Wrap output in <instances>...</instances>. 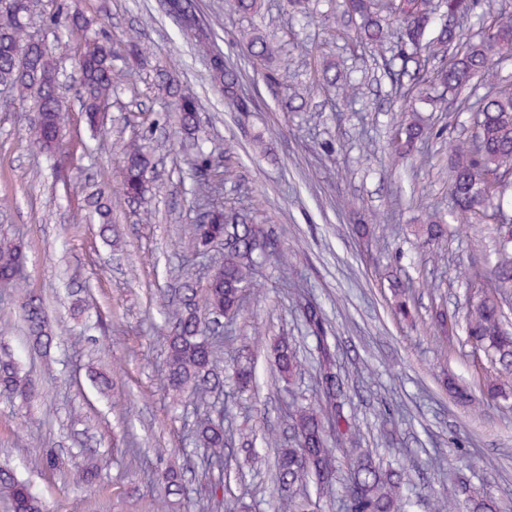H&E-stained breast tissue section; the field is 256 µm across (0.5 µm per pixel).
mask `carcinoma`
<instances>
[{"instance_id": "obj_1", "label": "carcinoma", "mask_w": 512, "mask_h": 512, "mask_svg": "<svg viewBox=\"0 0 512 512\" xmlns=\"http://www.w3.org/2000/svg\"><path fill=\"white\" fill-rule=\"evenodd\" d=\"M478 0H345L344 12L356 19V43L374 49L381 56L391 53L388 71L391 85L410 87L434 84L452 96L485 75L495 60L512 55V10L502 6L485 13L486 34L478 42L460 46L462 34L448 27L447 13L468 16ZM46 21L70 37L68 51L79 72L81 112L84 129L94 133L98 111L114 94L113 61L117 55L105 22L99 15H88L79 0L54 4ZM247 49L256 64L281 55V44L263 35L245 37ZM210 80L224 99L239 112H248L251 101L239 95L240 74L219 58L210 67ZM60 66L49 47L31 31V24L20 19L10 0H0V91L35 112L31 147L53 162L55 176L64 192L70 186L64 174L78 160L76 144L67 139L70 113L60 91ZM157 90L170 99L179 132L187 138H202L198 100L193 90L166 77ZM479 121L475 132L454 141L448 166L441 168L449 180L454 215L463 223L455 233L468 232L467 221L474 216L479 223L502 209L512 185L502 177L512 173V83L491 88L479 99ZM426 137L418 118L401 120L391 134L389 157L393 164L404 161ZM120 157L123 195L129 200L141 198L147 190L153 169L151 156L138 138L115 144ZM232 153L199 152L193 160L196 173L195 218L192 224L193 252L206 257L214 245L224 243V258L217 264L205 289L189 278L175 290L174 304L165 305L168 314L167 354L160 387L185 393L196 408L190 428L196 447L217 476L210 482L207 501L194 507L203 512L209 502L224 493V478L230 471L226 453V428L229 415L217 404L224 391V367L220 358L224 325H232L238 316L246 291L253 287L260 259L271 243L258 216L224 202L221 196L223 176L236 167ZM80 212L97 215L100 233L112 230V205L108 190L89 185L77 204ZM496 261L488 271H473L472 287L464 327L436 318L440 338L453 344L459 333L473 350L491 358L494 371L480 382V396L448 383V392L469 413L481 414L486 404L512 398V326L507 321L505 303L512 294V222H495ZM431 241L448 238V227L435 212L421 226ZM26 250L21 240L0 245V288H19L17 316L32 347L48 356L59 336L51 323L40 294L26 288L23 269ZM295 310L308 338L315 342L317 364L314 367L317 395L309 399L293 391L296 376L308 371L296 343L283 338L273 348L276 382L290 395L287 418L291 436L286 443L271 440L275 447L276 490L288 500L292 512H320L324 491L335 485L339 512H414L418 503L406 492L404 465H382L367 448L361 447V425L356 413L348 409L344 381L336 372V352L330 342L331 326L321 305L303 294L295 299ZM254 372L243 356L233 373V385L242 396L253 384ZM0 394L22 402L34 397V390L21 374L11 353H0ZM100 464L95 456L83 458L70 478L85 487L95 484ZM0 494L10 503L12 512H43L31 486L8 468H0ZM463 503L467 512H501L502 504L490 491L477 496L468 478L456 473L442 482L426 498L427 512H448V503Z\"/></svg>"}]
</instances>
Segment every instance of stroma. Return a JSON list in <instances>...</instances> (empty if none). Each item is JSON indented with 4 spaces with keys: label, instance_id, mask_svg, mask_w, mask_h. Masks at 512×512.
I'll return each mask as SVG.
<instances>
[{
    "label": "stroma",
    "instance_id": "obj_1",
    "mask_svg": "<svg viewBox=\"0 0 512 512\" xmlns=\"http://www.w3.org/2000/svg\"><path fill=\"white\" fill-rule=\"evenodd\" d=\"M195 2L225 61L240 71L242 90L255 101L252 112L224 103L161 0H83L88 13L106 14L114 43L134 32L152 54L133 71L116 61L118 92L105 135L69 170L70 192L56 185L45 158L30 149L32 112L0 94V242L24 241L28 284L43 295L60 332L50 357L41 356L16 318L17 292L0 291V351L18 359L37 392L29 404L0 395V466L31 483L44 512H159L164 490L158 476L167 469L185 482L184 504L169 512H185L209 483L189 433L192 404L158 384L166 359L163 297L181 275L192 274L202 285L212 269L210 262L193 260L189 244L192 149L174 129L158 128L151 142L152 190L133 203L120 189L112 147L142 132L141 111L168 109L155 88L160 61L198 93L210 147L232 149L239 158L223 181L225 202L259 209L278 246L295 253L286 270L266 259L233 325L234 338L224 344L228 363L250 351L258 381L232 405L233 432L272 438L285 431V398L271 383V349L278 337L303 335L291 300L302 289L333 326L337 364L348 378L364 447L379 449L386 459L402 457L416 494L460 470L475 491L494 493L512 512V407L492 403L475 418L449 397L445 378L475 392L493 365L465 345L444 349L431 324L437 307L462 309L474 266L494 263L491 230L476 225L441 245L418 231L428 211L450 212L448 185L438 170L448 162L453 137L473 127L484 87L428 104L394 92L372 51L353 47L354 25L335 0H320L307 22L286 0H261L253 16L230 11L226 0ZM245 30L279 37L281 58L264 68L253 65L241 41ZM328 63L350 72L359 85L356 98L340 87L315 85L316 69ZM267 68L278 71L287 87L311 85L303 109L285 112L274 103L262 77ZM405 107L420 111L435 136L394 166L388 132ZM89 174L112 187L106 239L98 222L74 217ZM146 209L153 223H139ZM398 283L414 290L408 320L392 306ZM103 378L111 387L100 386ZM383 410L398 423L388 449L379 435ZM48 444L61 458L60 469L32 464ZM87 450L101 463L90 490L69 478ZM489 456L496 468L485 467ZM238 501L244 512H288L267 466L241 451L224 501L211 512H226Z\"/></svg>",
    "mask_w": 512,
    "mask_h": 512
}]
</instances>
